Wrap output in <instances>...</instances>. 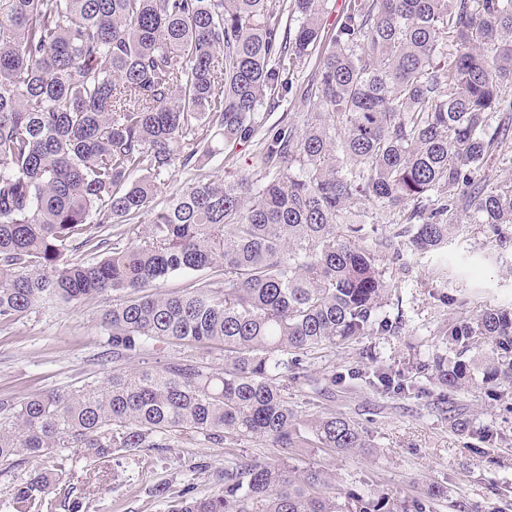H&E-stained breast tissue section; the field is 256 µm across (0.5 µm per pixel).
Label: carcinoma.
Returning a JSON list of instances; mask_svg holds the SVG:
<instances>
[{"instance_id": "obj_1", "label": "carcinoma", "mask_w": 512, "mask_h": 512, "mask_svg": "<svg viewBox=\"0 0 512 512\" xmlns=\"http://www.w3.org/2000/svg\"><path fill=\"white\" fill-rule=\"evenodd\" d=\"M327 10L328 0H0V324L41 302L110 293L112 359L144 361L157 343L224 353L221 370L188 355L21 400L0 419V462L49 467L16 485L9 512L55 509L79 458L93 463L90 487L122 452L182 435L368 447L343 413L288 401L289 386L312 381L308 360L393 328L382 308L394 284L356 203L397 213L393 237L414 255L448 247L463 216L512 248V179H478L512 148V124L490 123L512 111V0H348L305 91L310 112L259 136L260 108L291 91ZM214 126L226 146L257 139L258 175L197 173L155 205L162 174L220 153ZM80 250L101 258L73 259ZM185 271L207 276L157 290ZM438 341L414 374L450 394L474 382L512 410V308L450 320ZM359 376L377 391L415 389L384 368ZM218 477L216 493L150 492L169 512H436L443 495L374 489L341 502L326 472L285 463L230 461Z\"/></svg>"}]
</instances>
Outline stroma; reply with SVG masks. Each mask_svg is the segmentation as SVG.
I'll return each instance as SVG.
<instances>
[{
	"instance_id": "1",
	"label": "stroma",
	"mask_w": 512,
	"mask_h": 512,
	"mask_svg": "<svg viewBox=\"0 0 512 512\" xmlns=\"http://www.w3.org/2000/svg\"><path fill=\"white\" fill-rule=\"evenodd\" d=\"M318 62L315 55L303 60L292 77L293 92L275 110H262L264 130L284 119L302 121L308 106L298 92L313 79ZM254 150L251 143L228 148L204 170L223 180L237 179L251 172ZM384 264L396 285L385 312L398 320V329L366 337L353 348L336 347L312 360L310 367L313 378L325 384L320 405L358 422L368 433V447L348 454L317 448L285 451L254 440L205 447L184 435L173 447L143 448L128 456L95 494H87L82 484L88 467L82 459L65 477L64 486L83 497L86 512H167V502L151 496L152 485L167 482L179 489L190 483L197 494L208 493L217 487L216 473L225 458L234 456L327 471L341 494L375 488L412 498L438 486L446 493L438 512H512V414L485 401L479 389L459 391L452 414L498 434L495 445L478 454L449 427L440 411L439 391L427 387L425 379H418L415 393H382L351 374L368 363L397 370L427 359L448 319L512 307V251L499 249L473 224L442 253L389 250ZM444 290L456 295L455 305L439 302ZM111 304L108 297L53 303L0 324V404L111 374L117 364L101 327L102 312ZM333 372L338 381L331 385L327 379Z\"/></svg>"
}]
</instances>
